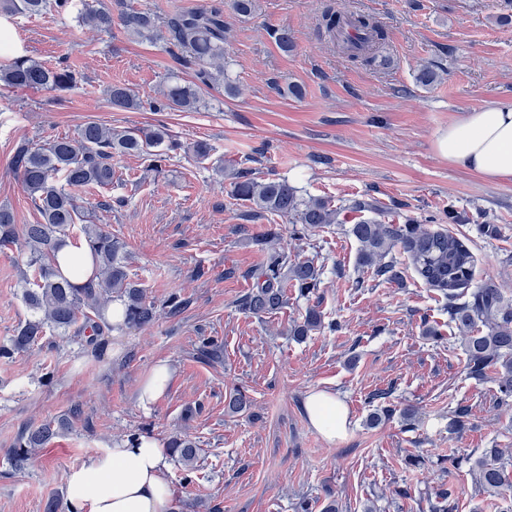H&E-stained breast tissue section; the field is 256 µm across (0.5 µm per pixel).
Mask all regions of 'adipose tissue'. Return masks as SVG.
I'll list each match as a JSON object with an SVG mask.
<instances>
[{"label":"adipose tissue","instance_id":"obj_1","mask_svg":"<svg viewBox=\"0 0 512 512\" xmlns=\"http://www.w3.org/2000/svg\"><path fill=\"white\" fill-rule=\"evenodd\" d=\"M436 148L453 166L491 182L512 183V105L490 104L449 122ZM305 411L326 439L346 434L348 411L334 394L311 391ZM169 469L170 456L154 437L124 440L72 468L67 495L84 512H173Z\"/></svg>","mask_w":512,"mask_h":512}]
</instances>
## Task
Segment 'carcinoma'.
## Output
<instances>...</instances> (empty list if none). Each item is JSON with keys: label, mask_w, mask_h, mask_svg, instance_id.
Wrapping results in <instances>:
<instances>
[{"label": "carcinoma", "mask_w": 512, "mask_h": 512, "mask_svg": "<svg viewBox=\"0 0 512 512\" xmlns=\"http://www.w3.org/2000/svg\"><path fill=\"white\" fill-rule=\"evenodd\" d=\"M47 11L74 14L85 25L101 31L112 30V10L97 8L89 0H0V16H35ZM124 32L134 39H164L170 52L182 64L195 67L197 83L184 85L168 82L161 97L152 102L156 112H193L198 109V89L225 83L224 40L226 26L223 13L214 9L176 12L159 22L153 14L123 11L119 16ZM319 31L328 43L340 49L352 62L372 65L378 61L385 45L383 27L373 18L333 10H325L319 20ZM77 73L68 65L49 66L26 56H6L0 64V84L8 88L64 90L74 86ZM113 106L137 109L139 96L124 85L109 89ZM177 147L172 134L164 128H129L112 130L96 122L82 126L73 137H57L42 145L24 144L13 156L24 190L31 198L40 219L33 224L17 225L14 212L0 206V248L8 249L23 241L27 249V271L22 274V300L29 311L16 335L0 344V360L13 359L32 349L48 333L82 336L90 329L104 333V312L108 305L120 301L125 305L123 323L112 326L142 328L153 324L158 316L155 302L147 300L145 290L130 280L128 255L123 244L94 223L100 202H78L74 188L88 190L112 184V157L137 155L147 162V169L157 171L166 164V149ZM231 198L249 205L254 218L267 214L288 218L291 235L301 240L309 232L327 224L337 223L339 212L321 198L304 197L285 178L260 179L243 168L231 174ZM84 236L94 270L83 283L62 278L55 269V251L74 232ZM356 239L358 264L389 282L402 279L403 269L391 258L399 249L424 284L448 299V316L455 323L467 356L472 377L481 379L493 371L500 400L512 398V303L491 280L470 292L473 255L468 245L446 231L431 230L410 222L389 224L382 220L364 219L351 225ZM321 272L314 261L306 259L292 265L288 257L272 251L251 274L255 286L242 300V307L251 314H270L284 304L283 280L289 279L302 296L315 294L320 287ZM481 322L483 330L475 329ZM322 327L321 314L314 308L307 311L302 324L293 335L305 336ZM222 345L210 337L199 341L202 357L214 359ZM251 406V398L239 388L229 393L228 409L243 411ZM71 427V417L49 421L21 433L10 459L15 470L29 466L32 454L43 448L56 435ZM171 456L185 472L195 470L196 445L186 434H175L168 442ZM472 463L475 486L489 496L512 493V465L502 461V451L486 448L475 461L452 459L457 467ZM435 512H454V491L439 485L434 492Z\"/></svg>", "instance_id": "1"}]
</instances>
